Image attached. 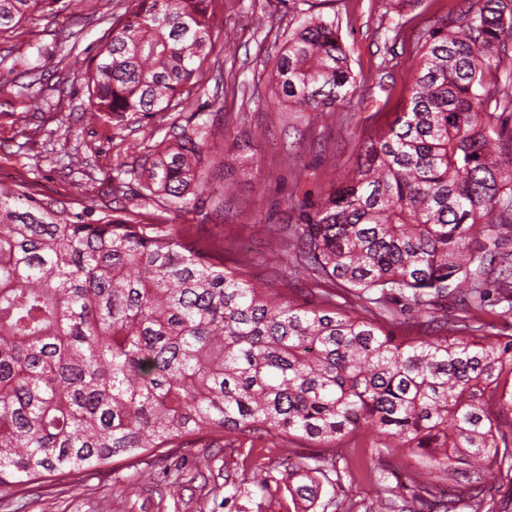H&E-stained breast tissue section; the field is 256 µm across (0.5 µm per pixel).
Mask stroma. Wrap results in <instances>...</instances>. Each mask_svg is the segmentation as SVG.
Returning a JSON list of instances; mask_svg holds the SVG:
<instances>
[{
    "label": "stroma",
    "instance_id": "stroma-1",
    "mask_svg": "<svg viewBox=\"0 0 512 512\" xmlns=\"http://www.w3.org/2000/svg\"><path fill=\"white\" fill-rule=\"evenodd\" d=\"M466 0H211L212 55L202 92L184 111L152 117L95 118L84 73L95 67L115 19L132 0H74L61 11L33 13L0 35V70L15 81L0 90V182L26 181L67 202L130 206L137 179L156 146L193 113L216 127L210 186L183 203L149 202L141 221L169 225L175 235L207 249L216 261L243 269L258 286L318 300L327 280L298 270L288 233L300 208L332 192L355 167L365 139L391 122L409 95L421 29L457 19ZM335 20L357 78L332 114L302 112L278 98L270 70L289 33L306 16ZM385 80H378V72ZM85 163L69 168L70 155ZM234 191L215 207L213 189ZM366 437L320 449L275 434L246 441L233 434L203 436L182 448L144 456L135 466L115 461L92 471L54 475L0 488V512H294L280 483L283 449L295 461L321 453L329 470L369 460ZM270 471L265 487L235 494L225 474L251 479ZM375 482L324 483L326 512H364Z\"/></svg>",
    "mask_w": 512,
    "mask_h": 512
}]
</instances>
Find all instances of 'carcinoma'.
Instances as JSON below:
<instances>
[{"label": "carcinoma", "mask_w": 512, "mask_h": 512, "mask_svg": "<svg viewBox=\"0 0 512 512\" xmlns=\"http://www.w3.org/2000/svg\"><path fill=\"white\" fill-rule=\"evenodd\" d=\"M85 84L93 113L167 111L202 88L208 0H135ZM423 30L410 96L368 137L356 167L290 235L303 267L363 301L352 314L273 299L164 224L84 206L27 182L0 183V487L135 463L202 435L296 436L318 444L369 431L429 473L512 472V336L469 324L490 269L512 311V0H477ZM62 0H0V31ZM336 23L306 17L271 71L276 95L322 116L354 87ZM209 122L186 125L143 164L139 197L177 203L208 184ZM466 316L397 336L398 309L427 314L448 295ZM321 457L285 471L295 504L316 506ZM393 512L413 485L429 512H456L435 481L369 469ZM395 480L390 484L389 480Z\"/></svg>", "instance_id": "cac0c4a2"}]
</instances>
